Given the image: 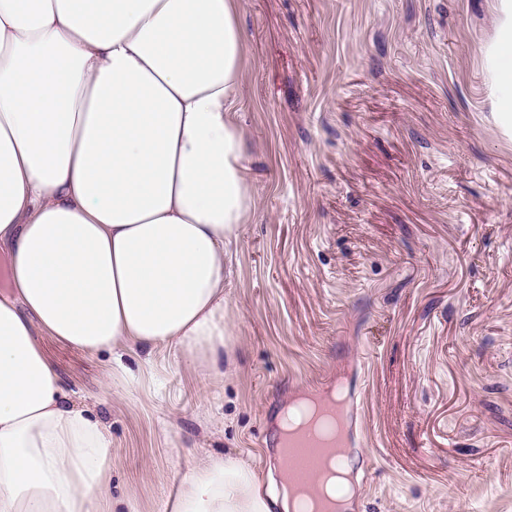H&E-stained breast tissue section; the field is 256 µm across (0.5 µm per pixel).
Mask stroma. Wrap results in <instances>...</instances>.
Returning a JSON list of instances; mask_svg holds the SVG:
<instances>
[{"instance_id": "stroma-1", "label": "stroma", "mask_w": 512, "mask_h": 512, "mask_svg": "<svg viewBox=\"0 0 512 512\" xmlns=\"http://www.w3.org/2000/svg\"><path fill=\"white\" fill-rule=\"evenodd\" d=\"M254 213L229 246L236 362L39 343L111 440L106 494L164 512L211 455L260 471L289 397L347 375L350 512H512V127L492 0H241Z\"/></svg>"}]
</instances>
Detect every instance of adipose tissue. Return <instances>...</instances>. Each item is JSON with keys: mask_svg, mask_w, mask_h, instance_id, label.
Segmentation results:
<instances>
[{"mask_svg": "<svg viewBox=\"0 0 512 512\" xmlns=\"http://www.w3.org/2000/svg\"><path fill=\"white\" fill-rule=\"evenodd\" d=\"M240 0H0V512H98L111 441L38 344L168 347L219 375L225 253L254 207ZM487 56L512 122V0ZM165 512H290L235 456Z\"/></svg>", "mask_w": 512, "mask_h": 512, "instance_id": "ef3b65f1", "label": "adipose tissue"}]
</instances>
